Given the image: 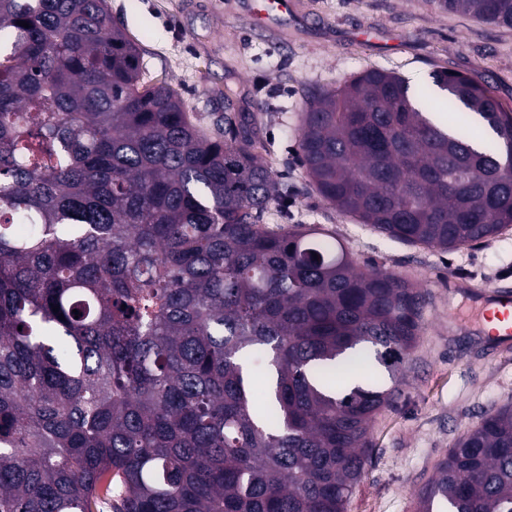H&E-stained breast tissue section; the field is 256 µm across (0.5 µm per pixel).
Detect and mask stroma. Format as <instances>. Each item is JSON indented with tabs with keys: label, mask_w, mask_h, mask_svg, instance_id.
<instances>
[{
	"label": "stroma",
	"mask_w": 512,
	"mask_h": 512,
	"mask_svg": "<svg viewBox=\"0 0 512 512\" xmlns=\"http://www.w3.org/2000/svg\"><path fill=\"white\" fill-rule=\"evenodd\" d=\"M250 0H108L138 44L148 76L172 81L198 124L215 133L225 107L250 112L284 183L300 188L295 223L318 224L360 265H382L424 289L429 303L402 367L400 393L375 418L372 451L347 512H417L418 493L461 436L512 405V347H493L481 294L512 283V231L452 252L395 241L336 212L297 157L307 92L379 69L430 81L434 71L487 83L512 109V28L440 10L433 0H294L288 28L255 29Z\"/></svg>",
	"instance_id": "1"
}]
</instances>
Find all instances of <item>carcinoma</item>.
<instances>
[{
  "label": "carcinoma",
  "mask_w": 512,
  "mask_h": 512,
  "mask_svg": "<svg viewBox=\"0 0 512 512\" xmlns=\"http://www.w3.org/2000/svg\"><path fill=\"white\" fill-rule=\"evenodd\" d=\"M434 3L512 27V0ZM256 120L206 133L107 0H0V512H347L428 294L263 224L299 190ZM298 143L316 193L392 239L512 228V111L466 75L313 88ZM419 512H512L511 406Z\"/></svg>",
  "instance_id": "obj_1"
}]
</instances>
